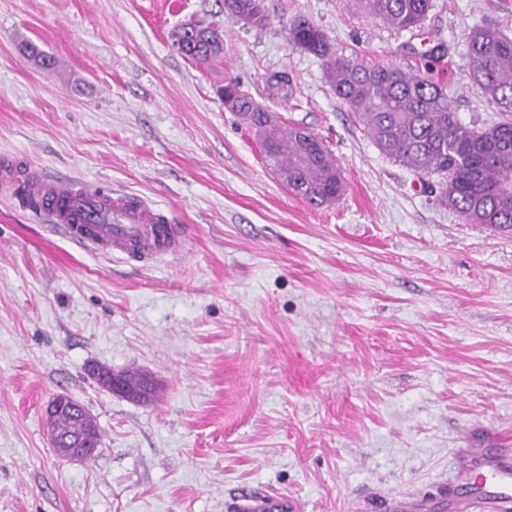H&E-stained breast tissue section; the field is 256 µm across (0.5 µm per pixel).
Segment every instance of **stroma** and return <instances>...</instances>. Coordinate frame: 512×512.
Here are the masks:
<instances>
[{"label":"stroma","mask_w":512,"mask_h":512,"mask_svg":"<svg viewBox=\"0 0 512 512\" xmlns=\"http://www.w3.org/2000/svg\"><path fill=\"white\" fill-rule=\"evenodd\" d=\"M266 27L224 0H0V156L134 192L187 229L143 267L78 248L0 195V512H229L252 495L296 512H385L448 488L454 449L512 448V231L463 223L382 155L321 60L333 53L447 88L459 120L503 114L474 81L466 35L512 37V0H433L398 31L354 0H263ZM217 29L202 66L174 33ZM56 62L47 71L24 43ZM292 79L286 99L268 78ZM316 134L340 200L309 206L224 107L225 77ZM149 374L153 402L100 388L89 363ZM66 395L97 422L93 460L49 443Z\"/></svg>","instance_id":"35a3bbf8"}]
</instances>
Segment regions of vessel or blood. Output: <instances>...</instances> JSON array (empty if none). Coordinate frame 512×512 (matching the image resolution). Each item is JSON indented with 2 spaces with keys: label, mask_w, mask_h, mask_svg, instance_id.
<instances>
[{
  "label": "vessel or blood",
  "mask_w": 512,
  "mask_h": 512,
  "mask_svg": "<svg viewBox=\"0 0 512 512\" xmlns=\"http://www.w3.org/2000/svg\"><path fill=\"white\" fill-rule=\"evenodd\" d=\"M0 192L52 232L72 244L151 264L185 253L183 225L141 196L69 179H51L25 160L0 157ZM389 512H512V448H488L477 441L455 449L447 493L436 498L405 496Z\"/></svg>",
  "instance_id": "obj_1"
}]
</instances>
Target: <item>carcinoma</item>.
<instances>
[{
  "label": "carcinoma",
  "mask_w": 512,
  "mask_h": 512,
  "mask_svg": "<svg viewBox=\"0 0 512 512\" xmlns=\"http://www.w3.org/2000/svg\"><path fill=\"white\" fill-rule=\"evenodd\" d=\"M367 17L398 30L418 27L433 0H357ZM233 15L251 13L265 27L262 0H224ZM198 34H178L181 53L196 63H209L224 53V39L214 29L196 24ZM292 43L323 62L336 96L353 112L381 154L424 177L438 175L437 200L459 213L466 224L512 229V38L494 26L468 35V65L485 94L505 113L499 122L470 127L458 119L444 87L397 66H370L336 56L323 33L303 16L290 23ZM269 94L288 98L291 79L272 75ZM231 111L254 129L265 147L267 165L304 201L316 207L342 197L346 183L339 164L311 131L280 122L248 94L237 91ZM131 399L148 403L154 389L147 377L121 372ZM47 424L59 443L70 448L87 434L102 439L91 415L60 396L47 412Z\"/></svg>",
  "instance_id": "carcinoma-1"
}]
</instances>
